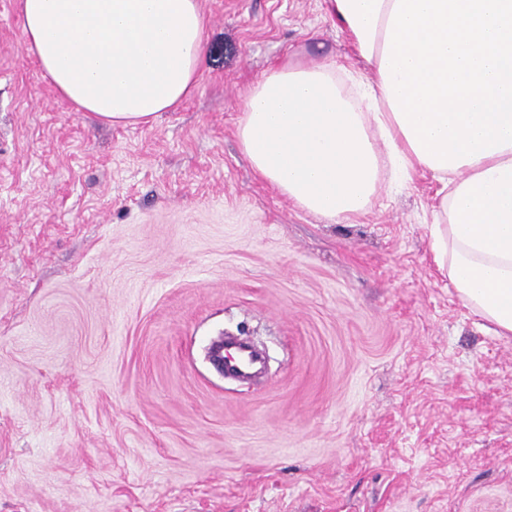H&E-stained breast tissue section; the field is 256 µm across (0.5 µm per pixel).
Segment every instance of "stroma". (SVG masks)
Returning <instances> with one entry per match:
<instances>
[{
	"instance_id": "stroma-1",
	"label": "stroma",
	"mask_w": 512,
	"mask_h": 512,
	"mask_svg": "<svg viewBox=\"0 0 512 512\" xmlns=\"http://www.w3.org/2000/svg\"><path fill=\"white\" fill-rule=\"evenodd\" d=\"M194 94L76 111L0 0V512H512V337L443 277L445 185L336 222L236 137L276 64L370 73L325 0H200ZM250 336L242 384L207 360Z\"/></svg>"
}]
</instances>
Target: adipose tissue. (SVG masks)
<instances>
[{
    "mask_svg": "<svg viewBox=\"0 0 512 512\" xmlns=\"http://www.w3.org/2000/svg\"><path fill=\"white\" fill-rule=\"evenodd\" d=\"M369 66L348 90L326 63L284 62L237 129L254 171L300 208L366 211L381 160L452 189L431 251L469 310L512 335V0H326ZM28 52L76 110L149 124L196 86L199 0H19Z\"/></svg>",
    "mask_w": 512,
    "mask_h": 512,
    "instance_id": "ef3b65f1",
    "label": "adipose tissue"
}]
</instances>
